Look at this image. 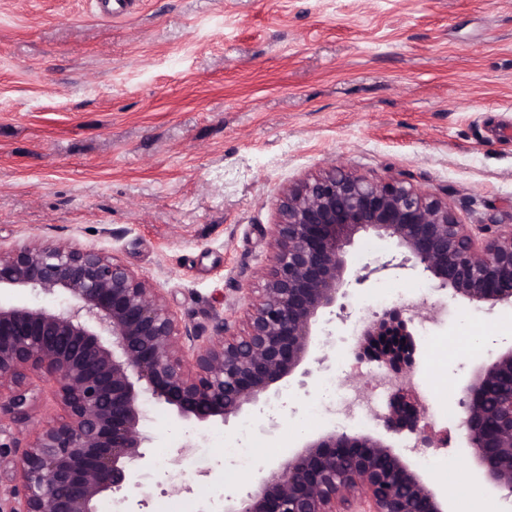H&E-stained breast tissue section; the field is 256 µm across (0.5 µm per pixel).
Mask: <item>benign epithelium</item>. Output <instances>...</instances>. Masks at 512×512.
Here are the masks:
<instances>
[{"mask_svg":"<svg viewBox=\"0 0 512 512\" xmlns=\"http://www.w3.org/2000/svg\"><path fill=\"white\" fill-rule=\"evenodd\" d=\"M268 245L271 267L246 328L224 322L191 335L154 284L92 247L47 241L0 250V290L62 294L59 308L0 305V512H100L101 502L145 494L146 402L182 420L228 423L265 401L314 351L316 325L345 288L411 269L476 305L512 303V224H463L448 201L391 176L330 168L284 186ZM397 251L351 270L356 239ZM404 309L365 319L353 351L397 379L378 417L427 452L425 406L408 390L415 345ZM54 382L62 416L28 440L17 427L39 407L26 372ZM461 438L483 482L512 495V346L477 369L457 399ZM224 512H448L387 440L330 430L273 463Z\"/></svg>","mask_w":512,"mask_h":512,"instance_id":"benign-epithelium-1","label":"benign epithelium"}]
</instances>
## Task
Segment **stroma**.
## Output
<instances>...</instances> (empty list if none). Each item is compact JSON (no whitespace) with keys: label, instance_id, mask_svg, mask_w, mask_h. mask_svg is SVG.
<instances>
[{"label":"stroma","instance_id":"35a3bbf8","mask_svg":"<svg viewBox=\"0 0 512 512\" xmlns=\"http://www.w3.org/2000/svg\"><path fill=\"white\" fill-rule=\"evenodd\" d=\"M333 164L439 194L461 223L512 224V0H145L116 20L94 0H0L2 250L96 248L150 279L188 329L208 334L222 319L239 330L272 264L281 189ZM422 282L399 270L351 286L346 318L319 327L325 362L307 360L305 381L284 379L229 423L149 406V503L117 512H166L176 475L194 487L193 512H222L225 494L332 430L309 411L323 379L340 396L374 394L378 365L349 348L364 319L395 305L392 289ZM429 300L446 312L409 322V383L448 445L426 465L413 436L391 443L450 512L477 501L512 512L446 421L472 371L512 344V304ZM462 334L477 344L450 350ZM216 434L256 446L252 469L236 474Z\"/></svg>","mask_w":512,"mask_h":512}]
</instances>
